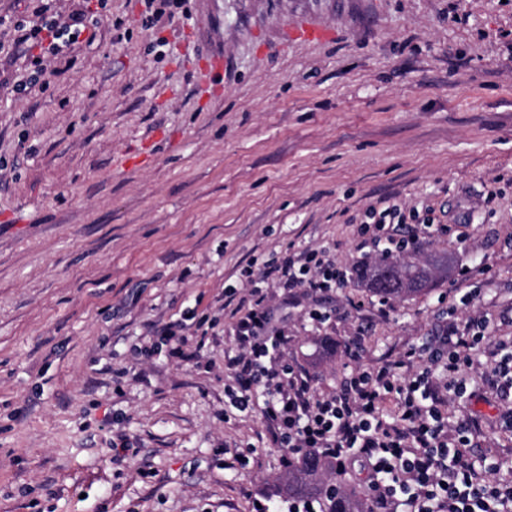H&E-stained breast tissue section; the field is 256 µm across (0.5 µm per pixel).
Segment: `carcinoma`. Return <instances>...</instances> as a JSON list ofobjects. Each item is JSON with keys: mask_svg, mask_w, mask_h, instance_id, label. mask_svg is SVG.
Returning a JSON list of instances; mask_svg holds the SVG:
<instances>
[{"mask_svg": "<svg viewBox=\"0 0 512 512\" xmlns=\"http://www.w3.org/2000/svg\"><path fill=\"white\" fill-rule=\"evenodd\" d=\"M353 278L366 284L383 301L405 299L425 290L433 279L430 267L411 257L382 255L375 260L359 262L352 267ZM336 474V461L308 454L277 477L276 485L284 497L318 499L326 512H368L367 501L330 483Z\"/></svg>", "mask_w": 512, "mask_h": 512, "instance_id": "obj_1", "label": "carcinoma"}]
</instances>
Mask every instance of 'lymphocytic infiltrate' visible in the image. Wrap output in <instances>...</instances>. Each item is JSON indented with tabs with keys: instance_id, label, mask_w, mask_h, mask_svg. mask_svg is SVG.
<instances>
[{
	"instance_id": "1",
	"label": "lymphocytic infiltrate",
	"mask_w": 512,
	"mask_h": 512,
	"mask_svg": "<svg viewBox=\"0 0 512 512\" xmlns=\"http://www.w3.org/2000/svg\"><path fill=\"white\" fill-rule=\"evenodd\" d=\"M40 2L36 26L0 16V26L13 25L30 50L29 67L16 81L21 91L37 81L47 59L68 56L93 20L91 12L64 17L54 0ZM389 214L379 210L375 241L409 247L429 236L428 225L391 224ZM347 282L346 269L323 247L265 264L246 292L225 287L234 339L224 354L232 380L224 389L225 412H261L278 447L296 456L322 454L340 472L359 470L374 490L371 512H512V481L490 479L485 462L465 454L476 419L448 416L449 404L467 394L472 353L485 340L482 316L462 327L448 323L442 336L422 344L418 353L429 366L409 377L388 365L359 369L340 391L324 395L314 391L305 369L286 364L287 338L272 324L274 291L325 295Z\"/></svg>"
}]
</instances>
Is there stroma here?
Masks as SVG:
<instances>
[{"mask_svg": "<svg viewBox=\"0 0 512 512\" xmlns=\"http://www.w3.org/2000/svg\"><path fill=\"white\" fill-rule=\"evenodd\" d=\"M185 8L146 28L141 0H109L73 66L53 61L23 93L24 52L0 67V512L278 500L287 449L260 414L224 411V287L288 251L366 260L361 227L382 203L434 225L420 244L434 285L383 303L348 283L321 325L281 308L288 361L326 393L357 365L404 375L408 348L473 314L487 325L473 385L488 352L512 353V0ZM188 311L197 365L153 333ZM357 334L353 361L341 347ZM482 394L460 409L481 422L468 454L494 479L512 436Z\"/></svg>", "mask_w": 512, "mask_h": 512, "instance_id": "obj_1", "label": "stroma"}]
</instances>
